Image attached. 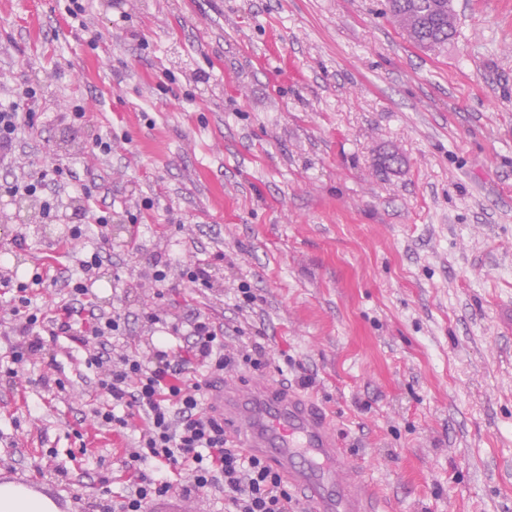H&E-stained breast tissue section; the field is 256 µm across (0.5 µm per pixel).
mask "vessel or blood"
<instances>
[{"instance_id":"1","label":"vessel or blood","mask_w":512,"mask_h":512,"mask_svg":"<svg viewBox=\"0 0 512 512\" xmlns=\"http://www.w3.org/2000/svg\"><path fill=\"white\" fill-rule=\"evenodd\" d=\"M235 448L256 456L287 483L304 512H380L376 491L350 475L348 456L324 409L288 387H243L225 376L213 395Z\"/></svg>"}]
</instances>
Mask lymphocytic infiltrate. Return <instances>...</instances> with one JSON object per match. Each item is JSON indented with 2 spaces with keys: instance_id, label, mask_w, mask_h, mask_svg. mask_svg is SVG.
<instances>
[{
  "instance_id": "1",
  "label": "lymphocytic infiltrate",
  "mask_w": 512,
  "mask_h": 512,
  "mask_svg": "<svg viewBox=\"0 0 512 512\" xmlns=\"http://www.w3.org/2000/svg\"><path fill=\"white\" fill-rule=\"evenodd\" d=\"M41 91L37 83L25 86L9 104L0 105L1 166H12V148L21 128L34 126L33 106ZM66 173V168L52 165L24 180L0 183V191L39 199L44 217L55 221L66 206L60 193ZM111 222L112 209L103 204L92 209L89 224L70 226L68 241L85 242L77 258L80 275L64 278L67 300L55 315L34 307L31 299L34 288L46 282L47 270L33 268L28 280L15 283L9 276L0 277L14 291L8 333L16 341L6 375L17 376L19 368L42 354L48 343L64 338L83 347L84 364L95 372L97 387L107 398L94 413L98 428L137 436L128 454L133 478L122 512H146L148 504L168 496L174 476L180 474L187 495L223 488L224 512H291V496L279 474L232 447L223 417L206 397L225 371L264 368V345L244 341L228 348L223 325L195 313L183 322L188 329L184 343L155 351L151 358L106 348L105 337L123 339L130 320L129 313L104 311L87 300V282L104 262ZM91 233L96 236L92 245L86 242ZM175 271L190 287L210 285L211 262L206 258L181 267L171 257L156 259L151 278L161 286Z\"/></svg>"
}]
</instances>
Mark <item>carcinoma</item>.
Wrapping results in <instances>:
<instances>
[{
	"label": "carcinoma",
	"mask_w": 512,
	"mask_h": 512,
	"mask_svg": "<svg viewBox=\"0 0 512 512\" xmlns=\"http://www.w3.org/2000/svg\"><path fill=\"white\" fill-rule=\"evenodd\" d=\"M388 10L394 21L406 28L405 21L417 17L422 20L420 40L428 46L445 44L456 33L452 0H388Z\"/></svg>",
	"instance_id": "obj_1"
}]
</instances>
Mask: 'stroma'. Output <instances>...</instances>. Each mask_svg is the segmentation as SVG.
Listing matches in <instances>:
<instances>
[{
    "label": "stroma",
    "mask_w": 512,
    "mask_h": 512,
    "mask_svg": "<svg viewBox=\"0 0 512 512\" xmlns=\"http://www.w3.org/2000/svg\"><path fill=\"white\" fill-rule=\"evenodd\" d=\"M453 4L454 38L421 48L386 0H88L84 32L66 0H0V97L42 82L44 114L0 181L63 163L120 202L89 289L130 312L131 349L179 344L149 314L219 322L249 281L271 361L237 376L321 404L391 512H512V0ZM61 230L0 199V262L75 268ZM217 251L205 294L175 274L157 298L155 257ZM104 401L69 341L0 377V482L121 507L135 439L93 435ZM223 508L210 489L148 512Z\"/></svg>",
    "instance_id": "obj_1"
}]
</instances>
